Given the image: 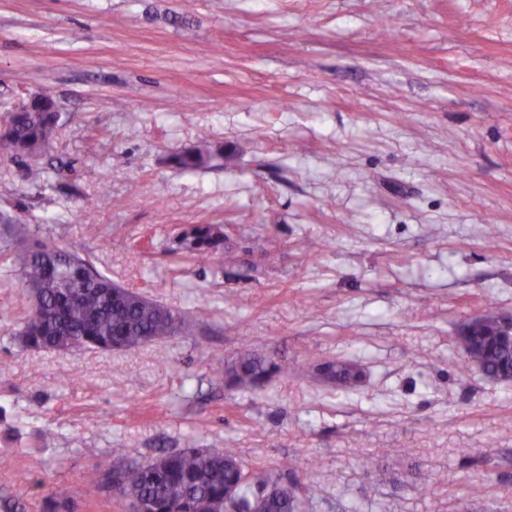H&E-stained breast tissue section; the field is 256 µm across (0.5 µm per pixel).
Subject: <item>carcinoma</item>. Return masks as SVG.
Wrapping results in <instances>:
<instances>
[{"label": "carcinoma", "mask_w": 512, "mask_h": 512, "mask_svg": "<svg viewBox=\"0 0 512 512\" xmlns=\"http://www.w3.org/2000/svg\"><path fill=\"white\" fill-rule=\"evenodd\" d=\"M62 118V113L35 100L4 109L0 116V153L35 161L43 156ZM212 158L206 146L183 148L170 156L183 170L206 166ZM5 235L12 241L8 261L20 282L27 286L31 308L20 323L17 336L27 348L53 350L61 341L76 349L130 350L165 336L193 334L199 320L172 309L142 293L125 288L99 274L89 262L47 241L18 218H6ZM200 258L224 252V262L234 257L224 251L225 234L210 226L192 232ZM478 335L466 336L470 347L462 369L512 381V340L501 335L500 313H482ZM319 365L331 369L330 386L351 387L363 379L362 369L344 359H328ZM288 366L248 349L224 370V384L239 390L267 386ZM288 466L248 470L232 448L208 450L187 446L144 463L116 459L112 466L89 473L101 482L104 473L118 476L116 492L140 503L142 512H226L225 496L236 491L235 512H306L308 503L288 482Z\"/></svg>", "instance_id": "1"}]
</instances>
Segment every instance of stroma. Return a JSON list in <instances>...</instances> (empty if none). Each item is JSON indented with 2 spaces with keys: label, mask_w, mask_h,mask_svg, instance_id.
Returning a JSON list of instances; mask_svg holds the SVG:
<instances>
[{
  "label": "stroma",
  "mask_w": 512,
  "mask_h": 512,
  "mask_svg": "<svg viewBox=\"0 0 512 512\" xmlns=\"http://www.w3.org/2000/svg\"><path fill=\"white\" fill-rule=\"evenodd\" d=\"M34 96L63 123L39 177L0 156V214L203 322L26 349L0 261L14 512L57 487L62 512H124L86 472L188 440L289 465L310 512H457L475 484L473 512H512V381L461 372L458 342L512 314V0H0V108ZM193 145L206 167L170 163ZM198 224L234 264L193 258ZM244 342L287 374L225 387ZM332 357L365 381L306 377Z\"/></svg>",
  "instance_id": "stroma-1"
}]
</instances>
